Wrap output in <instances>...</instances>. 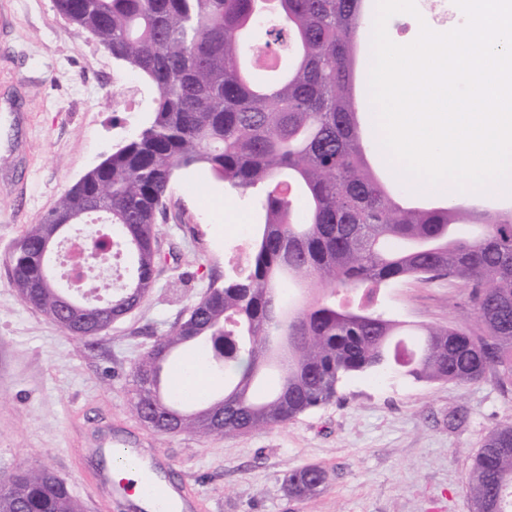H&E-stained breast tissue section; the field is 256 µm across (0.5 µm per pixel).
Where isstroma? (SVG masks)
Returning <instances> with one entry per match:
<instances>
[{"label":"stroma","mask_w":512,"mask_h":512,"mask_svg":"<svg viewBox=\"0 0 512 512\" xmlns=\"http://www.w3.org/2000/svg\"><path fill=\"white\" fill-rule=\"evenodd\" d=\"M155 97L54 0H0V479L49 468L99 512L80 479L102 442L149 448L200 495L203 512H472L467 478L485 436L512 421L494 378L425 383L393 375L347 379L335 401L251 433L162 435L131 406L132 373L183 321L212 276L230 278L234 234L248 207L204 170H181L156 226L155 284L135 310L77 339L9 286L14 248L62 192L149 118ZM369 304L409 325L472 327L459 279H409ZM328 474L313 499L290 496L289 472Z\"/></svg>","instance_id":"35a3bbf8"}]
</instances>
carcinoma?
I'll return each instance as SVG.
<instances>
[{
    "instance_id": "cac0c4a2",
    "label": "carcinoma",
    "mask_w": 512,
    "mask_h": 512,
    "mask_svg": "<svg viewBox=\"0 0 512 512\" xmlns=\"http://www.w3.org/2000/svg\"><path fill=\"white\" fill-rule=\"evenodd\" d=\"M363 0H55L132 74L155 89L151 116L67 188L18 242L9 285L71 336L129 311L153 286L154 227L166 216L177 171L201 166L252 201L246 274L210 285L190 319L157 339L132 374L140 417L162 434L204 435L284 425L325 405L361 374L473 383L494 377L512 396V211L465 203L417 206L414 186H388L370 166L355 107ZM264 15V48L293 51L261 81L251 32ZM112 225L102 264L85 268L83 308L43 255L57 225ZM463 280L477 329L412 327L339 293H372L409 278ZM200 344L224 373V394L194 395L172 382L175 352ZM276 362L279 382L256 381ZM326 472H290L288 493L320 494ZM472 512H512V423L493 429L467 480ZM0 512H84L45 467H24L0 489Z\"/></svg>"
}]
</instances>
